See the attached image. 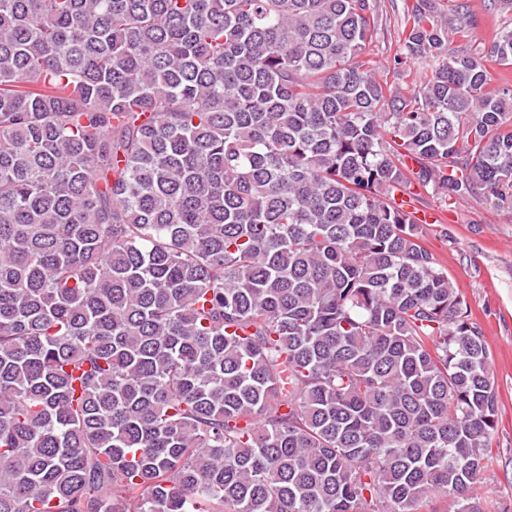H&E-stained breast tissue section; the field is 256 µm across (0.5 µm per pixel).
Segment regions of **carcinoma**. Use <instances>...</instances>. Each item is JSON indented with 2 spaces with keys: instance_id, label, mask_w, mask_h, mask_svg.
Wrapping results in <instances>:
<instances>
[{
  "instance_id": "carcinoma-1",
  "label": "carcinoma",
  "mask_w": 512,
  "mask_h": 512,
  "mask_svg": "<svg viewBox=\"0 0 512 512\" xmlns=\"http://www.w3.org/2000/svg\"><path fill=\"white\" fill-rule=\"evenodd\" d=\"M0 0V512H492L483 332L398 192L512 208V25ZM379 18L382 23V31L378 39L373 43V59L377 62H384L387 57L393 56L399 47L397 38V26H400V16L403 11V1L393 0H374ZM383 31L385 35H383ZM469 10L478 18V24L468 35L469 45L474 48L487 49L497 28L506 18L488 15L485 9L488 0H465Z\"/></svg>"
}]
</instances>
